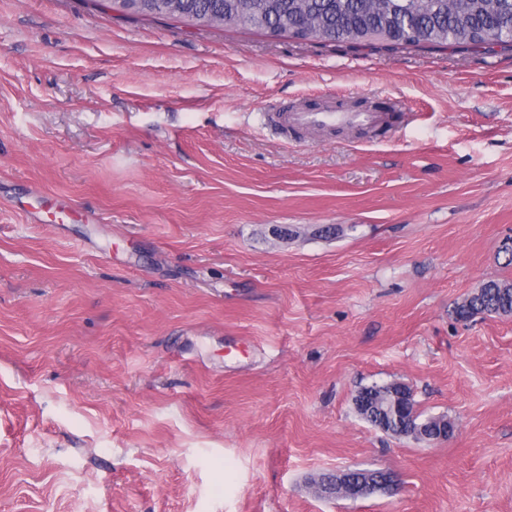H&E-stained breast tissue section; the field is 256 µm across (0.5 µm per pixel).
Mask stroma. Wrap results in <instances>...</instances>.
<instances>
[{
	"mask_svg": "<svg viewBox=\"0 0 512 512\" xmlns=\"http://www.w3.org/2000/svg\"><path fill=\"white\" fill-rule=\"evenodd\" d=\"M325 91L408 111L265 124ZM509 242L511 50L0 0V512H512V316L453 314ZM393 381L453 437L359 417ZM378 472L345 470L337 473H327L324 478V485L321 486L322 495L327 498L336 495L357 498L373 492L376 483L387 489L390 486L393 487L391 477L384 473L383 478H380Z\"/></svg>",
	"mask_w": 512,
	"mask_h": 512,
	"instance_id": "1",
	"label": "stroma"
}]
</instances>
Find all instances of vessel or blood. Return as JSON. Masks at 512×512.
Masks as SVG:
<instances>
[{"instance_id":"1","label":"vessel or blood","mask_w":512,"mask_h":512,"mask_svg":"<svg viewBox=\"0 0 512 512\" xmlns=\"http://www.w3.org/2000/svg\"><path fill=\"white\" fill-rule=\"evenodd\" d=\"M384 121L380 110H362L354 106L350 94L324 95L315 107H278L272 113V123L282 132L305 129L332 130L339 126L376 128Z\"/></svg>"}]
</instances>
